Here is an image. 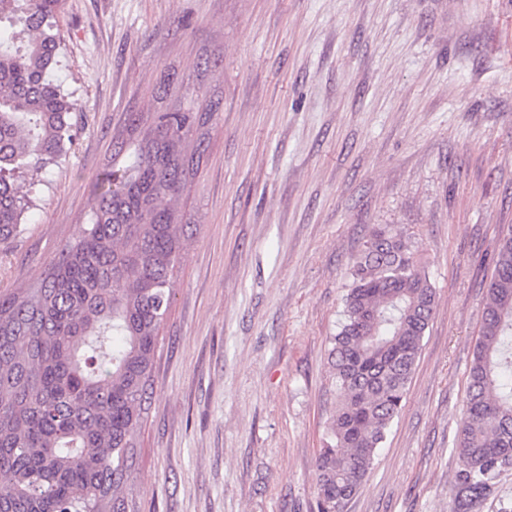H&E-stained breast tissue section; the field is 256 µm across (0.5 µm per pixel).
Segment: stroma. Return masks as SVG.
Here are the masks:
<instances>
[{
	"instance_id": "35a3bbf8",
	"label": "stroma",
	"mask_w": 512,
	"mask_h": 512,
	"mask_svg": "<svg viewBox=\"0 0 512 512\" xmlns=\"http://www.w3.org/2000/svg\"><path fill=\"white\" fill-rule=\"evenodd\" d=\"M57 21L76 135L0 252V287L88 223L127 113L216 105L179 202L195 230L140 435L142 512H317L329 352L376 224L415 242L436 307L342 512H453V438L512 225V0H62Z\"/></svg>"
}]
</instances>
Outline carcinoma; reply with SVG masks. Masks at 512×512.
<instances>
[{
    "instance_id": "1",
    "label": "carcinoma",
    "mask_w": 512,
    "mask_h": 512,
    "mask_svg": "<svg viewBox=\"0 0 512 512\" xmlns=\"http://www.w3.org/2000/svg\"><path fill=\"white\" fill-rule=\"evenodd\" d=\"M61 0H0V246L73 143L74 103L51 79ZM213 112L127 113L90 222L34 280L0 289V512H140L139 433L160 330L187 248L179 200L197 175ZM487 283L469 369L456 512H474L512 467V227ZM329 357L339 403L318 457L317 512H341L402 408L436 304L413 245L371 228L350 267Z\"/></svg>"
}]
</instances>
